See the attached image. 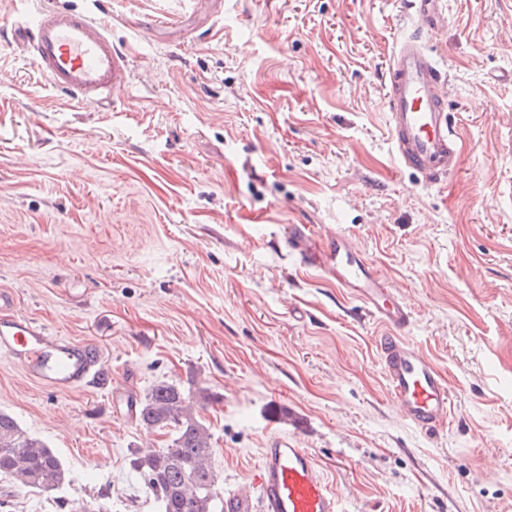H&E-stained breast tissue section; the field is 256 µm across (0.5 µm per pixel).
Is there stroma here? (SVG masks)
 <instances>
[{"instance_id":"35a3bbf8","label":"stroma","mask_w":512,"mask_h":512,"mask_svg":"<svg viewBox=\"0 0 512 512\" xmlns=\"http://www.w3.org/2000/svg\"><path fill=\"white\" fill-rule=\"evenodd\" d=\"M107 17L128 59L113 105L53 89L9 33L27 8ZM408 0H0V290L97 344L99 383L59 394L0 356V411L68 480L0 476V512H159L130 469L172 434L127 417L192 394L224 488L273 433L313 451L344 512H512V0H442L423 39L463 142L426 184L392 148L385 76ZM339 230L414 312L451 423L412 428L359 300L288 245Z\"/></svg>"}]
</instances>
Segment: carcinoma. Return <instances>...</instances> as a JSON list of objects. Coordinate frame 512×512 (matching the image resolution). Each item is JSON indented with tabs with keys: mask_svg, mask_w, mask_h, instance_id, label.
<instances>
[{
	"mask_svg": "<svg viewBox=\"0 0 512 512\" xmlns=\"http://www.w3.org/2000/svg\"><path fill=\"white\" fill-rule=\"evenodd\" d=\"M136 419L145 430L171 429L164 448L136 453L131 468L159 504L160 512H224L223 480L212 466L211 434L190 394L161 382L138 402ZM55 451L25 433L14 417L0 412V475L35 490L49 491L66 480Z\"/></svg>",
	"mask_w": 512,
	"mask_h": 512,
	"instance_id": "cac0c4a2",
	"label": "carcinoma"
}]
</instances>
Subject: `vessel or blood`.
Returning <instances> with one entry per match:
<instances>
[{
	"label": "vessel or blood",
	"instance_id": "vessel-or-blood-1",
	"mask_svg": "<svg viewBox=\"0 0 512 512\" xmlns=\"http://www.w3.org/2000/svg\"><path fill=\"white\" fill-rule=\"evenodd\" d=\"M21 45L56 90L81 103L107 106L126 86L125 54L107 24L89 13L45 9L13 24ZM387 112L392 145L401 164L432 180L453 171L459 135L451 121L446 79L421 36L397 41L390 57ZM302 260L350 289L385 328L377 349L392 400L417 429L437 436L451 412V386L410 340L412 311L347 235L331 232L318 243L302 226L288 233ZM14 297L0 291V355L20 365L34 382L57 392L85 385L100 369L92 344L52 335L31 318L13 314ZM224 512H342L333 484L309 449L291 435L268 437L252 483L224 497Z\"/></svg>",
	"mask_w": 512,
	"mask_h": 512
}]
</instances>
